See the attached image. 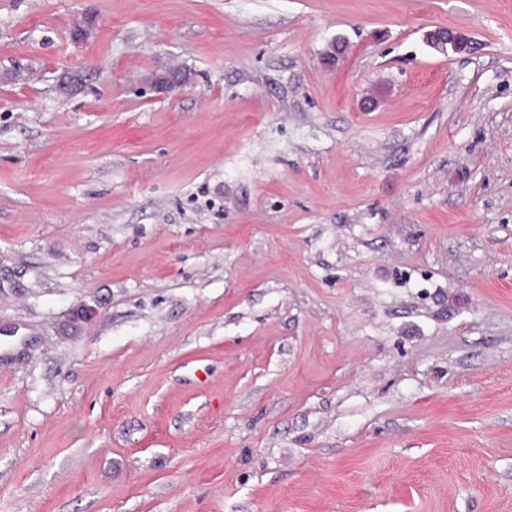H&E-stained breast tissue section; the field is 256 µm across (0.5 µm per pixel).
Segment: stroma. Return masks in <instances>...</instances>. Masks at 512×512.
<instances>
[{
    "label": "stroma",
    "mask_w": 512,
    "mask_h": 512,
    "mask_svg": "<svg viewBox=\"0 0 512 512\" xmlns=\"http://www.w3.org/2000/svg\"><path fill=\"white\" fill-rule=\"evenodd\" d=\"M0 512H512V0H0ZM190 81L186 70H170L166 74L155 75L151 87L159 94H169L182 89Z\"/></svg>",
    "instance_id": "1"
}]
</instances>
